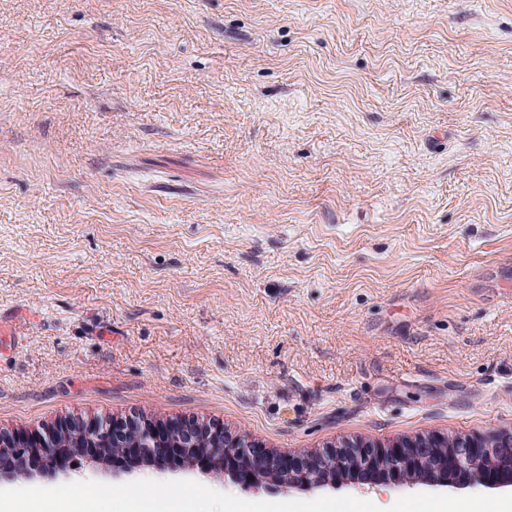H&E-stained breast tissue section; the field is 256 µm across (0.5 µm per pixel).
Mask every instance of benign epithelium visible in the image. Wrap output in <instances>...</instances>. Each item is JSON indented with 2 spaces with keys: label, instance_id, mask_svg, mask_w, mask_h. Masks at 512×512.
<instances>
[{
  "label": "benign epithelium",
  "instance_id": "7a95c632",
  "mask_svg": "<svg viewBox=\"0 0 512 512\" xmlns=\"http://www.w3.org/2000/svg\"><path fill=\"white\" fill-rule=\"evenodd\" d=\"M85 436L81 448L91 446L96 455L104 458L111 448H125V440L117 439L113 426L91 421L84 426ZM140 432L145 436L143 444H135L140 456L149 461L163 457L158 442L162 439H186L184 427L175 424H136L128 433ZM53 431L34 437L12 436L0 431V448L12 449V455L0 460V469L25 470V461L35 457L41 472L51 475H69L71 468L64 459L74 452L51 439ZM512 447V436L493 442L489 437H472L448 440L442 437L419 439L404 443L363 445L354 443L350 449L331 452L336 460L331 469L325 460L313 456L301 461L277 458L252 451V443L242 437H229L221 430L206 431L199 439L191 440L181 447L180 456L187 462L197 455H204L213 464L224 470V476L236 481L239 472L251 474L250 485L261 480L268 486L282 483L290 488L312 489L336 485V476H343L349 483L372 485L379 479L391 478L407 487L418 485L435 486L446 484L456 475H467L470 485L490 488L501 478L512 476V452L499 449Z\"/></svg>",
  "mask_w": 512,
  "mask_h": 512
}]
</instances>
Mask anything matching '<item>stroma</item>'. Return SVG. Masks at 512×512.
<instances>
[{
	"instance_id": "1",
	"label": "stroma",
	"mask_w": 512,
	"mask_h": 512,
	"mask_svg": "<svg viewBox=\"0 0 512 512\" xmlns=\"http://www.w3.org/2000/svg\"><path fill=\"white\" fill-rule=\"evenodd\" d=\"M91 418L512 435V0H0V430Z\"/></svg>"
}]
</instances>
